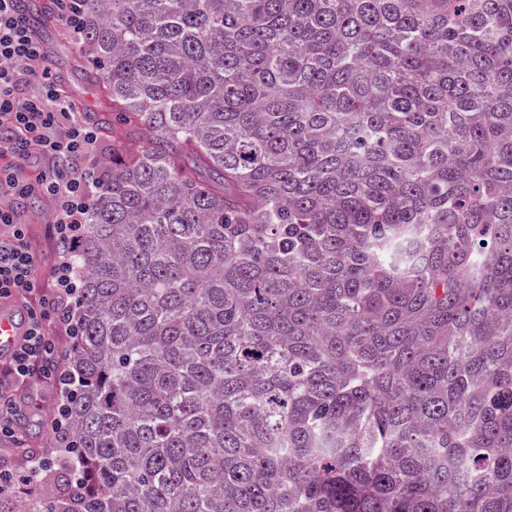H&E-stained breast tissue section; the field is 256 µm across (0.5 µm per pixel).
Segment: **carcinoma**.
Returning <instances> with one entry per match:
<instances>
[{
	"label": "carcinoma",
	"instance_id": "1",
	"mask_svg": "<svg viewBox=\"0 0 512 512\" xmlns=\"http://www.w3.org/2000/svg\"><path fill=\"white\" fill-rule=\"evenodd\" d=\"M81 3L92 479L0 512H512V0Z\"/></svg>",
	"mask_w": 512,
	"mask_h": 512
}]
</instances>
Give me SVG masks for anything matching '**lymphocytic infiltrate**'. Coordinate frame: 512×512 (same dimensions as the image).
I'll return each mask as SVG.
<instances>
[{
    "mask_svg": "<svg viewBox=\"0 0 512 512\" xmlns=\"http://www.w3.org/2000/svg\"><path fill=\"white\" fill-rule=\"evenodd\" d=\"M47 52L22 15L21 0H0V159L10 158L13 170L0 176V198L26 190L16 176L24 162L37 155L47 161L38 186L57 208L56 239L77 242L78 231L95 192L108 172L98 165V133L62 96L46 67ZM36 93H27L29 85ZM0 223L12 225L9 238H0V299L24 300L40 296L44 284L39 259L25 241L22 225L0 206ZM78 275L69 261L59 262L50 303L53 314L28 307L24 338L9 356L0 357V435L20 439V425L28 416L19 390L51 385L71 389L63 378L64 356L50 336V324L72 332L67 308Z\"/></svg>",
    "mask_w": 512,
    "mask_h": 512,
    "instance_id": "f902f5d3",
    "label": "lymphocytic infiltrate"
}]
</instances>
